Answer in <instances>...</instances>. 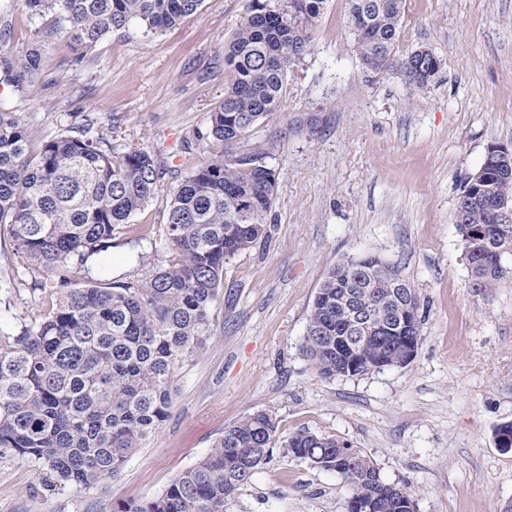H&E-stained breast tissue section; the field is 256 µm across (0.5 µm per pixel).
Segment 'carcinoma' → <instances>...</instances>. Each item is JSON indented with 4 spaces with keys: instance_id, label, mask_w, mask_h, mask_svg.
I'll use <instances>...</instances> for the list:
<instances>
[{
    "instance_id": "cac0c4a2",
    "label": "carcinoma",
    "mask_w": 512,
    "mask_h": 512,
    "mask_svg": "<svg viewBox=\"0 0 512 512\" xmlns=\"http://www.w3.org/2000/svg\"><path fill=\"white\" fill-rule=\"evenodd\" d=\"M204 0H25L31 15L53 12L69 23L75 62L114 31L133 23L158 33L196 14ZM330 0H248L247 13L224 53L234 78L208 117V160L175 190L166 224L165 264L136 283L76 288L71 276L115 246L114 231L150 202L162 171L134 149L117 157L102 135H57L28 153L29 130L0 111V227L12 254L51 278L55 304L42 320L0 343V456L36 464L63 485L87 488L116 476L165 421L181 369L199 358L213 335L211 309L224 286V266L268 236L276 171L262 155L229 161L226 152L271 115L285 110L287 78L310 54ZM406 0H344L363 67L393 72L421 90L442 60L405 51L400 35ZM32 48L0 53V83L21 86L40 70ZM494 154L469 177L457 206V230L485 229L488 248L473 267L476 288L495 286L501 225L512 207V178ZM398 272L374 256L351 257L328 274L313 300L301 350L317 374L333 379L398 365L418 349L422 320L394 287ZM380 313L372 338L351 350L336 345L349 323L345 303ZM278 441L263 412L226 427L211 450L176 476L162 494L118 505L116 512H224V502L256 473ZM326 471L349 469L360 451L344 440L300 431L285 442ZM348 512H408L412 494L385 482L377 467L348 480Z\"/></svg>"
}]
</instances>
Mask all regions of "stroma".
<instances>
[{
	"instance_id": "obj_1",
	"label": "stroma",
	"mask_w": 512,
	"mask_h": 512,
	"mask_svg": "<svg viewBox=\"0 0 512 512\" xmlns=\"http://www.w3.org/2000/svg\"><path fill=\"white\" fill-rule=\"evenodd\" d=\"M247 0H204L157 34L112 33L76 61L58 16L0 0V47L40 49L23 88L0 85V110L30 130L31 149L59 134H103L113 155L142 148L165 173L117 232L104 265L73 282H132L168 256L172 195L204 161L200 135L232 80L224 48ZM401 45L433 50L442 67L422 90L361 65L342 0H330L312 52L288 76V100L240 141L275 169L269 236L224 268L214 333L178 376L169 414L117 476L87 489L45 486L39 469L0 457V512H114L163 493L225 427L264 412L282 440L307 430L349 441L417 512H502L512 503V261L495 287L470 286L458 198L488 145L512 147V0H406ZM0 238V343L54 302L39 273ZM370 254L415 288L423 333L403 367L324 379L300 346L314 297L340 261ZM349 484L281 443L224 512H347Z\"/></svg>"
}]
</instances>
